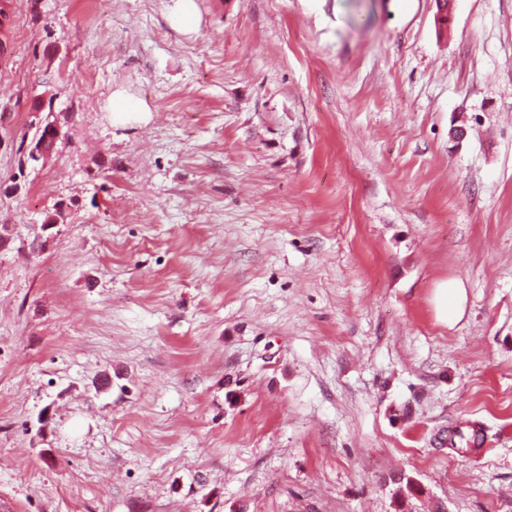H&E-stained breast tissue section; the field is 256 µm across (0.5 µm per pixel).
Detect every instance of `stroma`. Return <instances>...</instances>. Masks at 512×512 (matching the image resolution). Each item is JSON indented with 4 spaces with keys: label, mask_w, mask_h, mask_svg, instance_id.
<instances>
[{
    "label": "stroma",
    "mask_w": 512,
    "mask_h": 512,
    "mask_svg": "<svg viewBox=\"0 0 512 512\" xmlns=\"http://www.w3.org/2000/svg\"><path fill=\"white\" fill-rule=\"evenodd\" d=\"M194 2L13 0L0 512H512V0ZM465 290L455 280H447L438 285L434 295L437 319L445 324H454L462 315ZM485 431V427L480 422L468 421L464 425L456 426L453 429H438L433 436V442L438 447L439 443L446 441L448 444L449 442L450 446H447V448L456 454L477 455L486 441Z\"/></svg>",
    "instance_id": "35a3bbf8"
}]
</instances>
